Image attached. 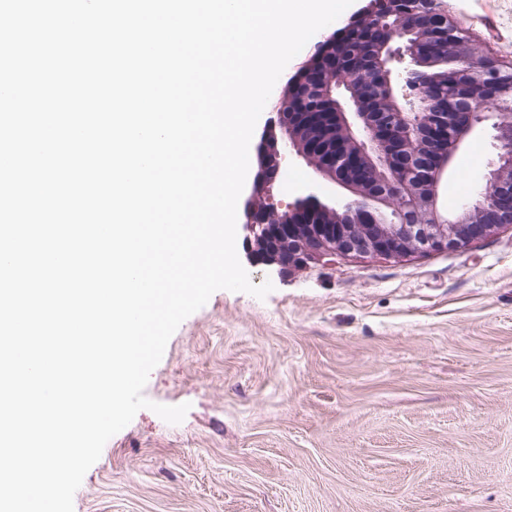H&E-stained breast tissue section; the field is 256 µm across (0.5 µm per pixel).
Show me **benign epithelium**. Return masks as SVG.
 <instances>
[{"mask_svg": "<svg viewBox=\"0 0 512 512\" xmlns=\"http://www.w3.org/2000/svg\"><path fill=\"white\" fill-rule=\"evenodd\" d=\"M395 0H382L374 14L364 5L356 18H369L379 51L366 65L339 66L336 81L304 64L289 78L318 85L335 109L332 139L323 141V117L278 112L260 137L257 170L245 201L244 230L251 253L281 271L300 268L324 255L384 256L461 249L503 228H512V89L492 90L486 80L490 55L449 14L439 17L457 42L448 61L444 95L423 69L430 56L404 39L388 19ZM402 86L407 106L399 112H368L362 99L392 95ZM495 111L487 112L489 102ZM492 122L498 152L484 185L465 196L454 214L439 200L448 169L468 137ZM300 158L311 169L302 193L283 206L269 194L282 165ZM350 192L327 203L322 182Z\"/></svg>", "mask_w": 512, "mask_h": 512, "instance_id": "1", "label": "benign epithelium"}]
</instances>
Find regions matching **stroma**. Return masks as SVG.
Wrapping results in <instances>:
<instances>
[{"mask_svg":"<svg viewBox=\"0 0 512 512\" xmlns=\"http://www.w3.org/2000/svg\"><path fill=\"white\" fill-rule=\"evenodd\" d=\"M512 62V0H439ZM491 126L441 202L485 181ZM241 264L265 299L219 290L169 339L147 399L74 512H512V229L400 259Z\"/></svg>","mask_w":512,"mask_h":512,"instance_id":"stroma-1","label":"stroma"}]
</instances>
